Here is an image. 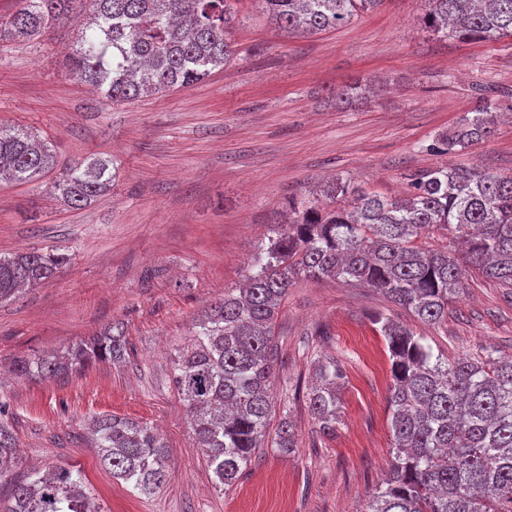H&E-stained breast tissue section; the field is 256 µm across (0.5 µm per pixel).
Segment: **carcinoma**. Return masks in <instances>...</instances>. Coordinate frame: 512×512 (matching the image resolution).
<instances>
[{
	"mask_svg": "<svg viewBox=\"0 0 512 512\" xmlns=\"http://www.w3.org/2000/svg\"><path fill=\"white\" fill-rule=\"evenodd\" d=\"M78 0H17L0 20V41L36 39L55 29ZM91 14L70 55L68 73L110 102L186 87L222 68L233 56L232 0H87ZM289 37L334 29L378 8L383 0H258ZM423 29L439 38L495 41L512 36V0H425ZM493 100L480 95L471 117L437 139L444 153L488 137L497 123ZM53 146L30 129L0 127V180L25 183L56 167ZM110 160L78 159L52 184L73 208L112 190ZM405 198L368 192L350 179L314 196L288 201V231L256 255L242 288L195 323V342L173 360L174 384L186 406L197 448L216 485L232 486L263 447L272 418L277 345L274 326L288 288L325 276L363 284L426 323L448 315V302L469 277L512 288V176L479 168L440 167L409 177ZM347 204L336 206V200ZM465 241L438 249L418 240L430 229ZM71 256L53 249L0 254V302L54 277ZM391 358L389 425L392 463L384 486L362 512H512V357L433 355L406 327L383 313L373 317ZM124 335L109 327L64 352L13 363L15 375L45 381L97 362L120 363ZM309 409L317 432L336 434L340 422V363L314 367ZM91 444L112 477L143 495L170 476L168 445L154 428L98 415ZM274 444L296 448L284 417ZM17 438L0 422V480L16 462ZM0 512H105L80 473L36 470L15 485Z\"/></svg>",
	"mask_w": 512,
	"mask_h": 512,
	"instance_id": "carcinoma-1",
	"label": "carcinoma"
}]
</instances>
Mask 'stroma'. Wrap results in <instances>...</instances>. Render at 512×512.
<instances>
[{
	"mask_svg": "<svg viewBox=\"0 0 512 512\" xmlns=\"http://www.w3.org/2000/svg\"><path fill=\"white\" fill-rule=\"evenodd\" d=\"M234 57L205 80L111 103L71 78L65 55L75 22L50 35L0 43V123L53 143L58 164L97 153L112 160V190L72 209L50 190L53 174L0 182V253L60 248L72 262L53 279L0 302V418L16 432L8 500L34 469L81 473L105 512H362L389 471L390 361L372 321L382 312L448 357L512 355V288L471 280L428 325L378 291L341 279L289 288L274 328V419L289 418L296 447L265 446L221 489L202 460L173 383L172 360L201 312L239 287L281 227L289 199L336 177L387 196L409 174L479 166L512 174V37L438 38L417 18L422 0H384L351 23L292 39L258 0H237ZM375 79L377 97L336 100ZM507 105L494 133L465 151H433L479 93ZM129 358L28 382L14 360L57 352L112 323ZM337 358L346 378L335 438L309 411L314 364ZM113 414L156 428L171 477L151 496L112 477L85 430Z\"/></svg>",
	"mask_w": 512,
	"mask_h": 512,
	"instance_id": "35a3bbf8",
	"label": "stroma"
}]
</instances>
